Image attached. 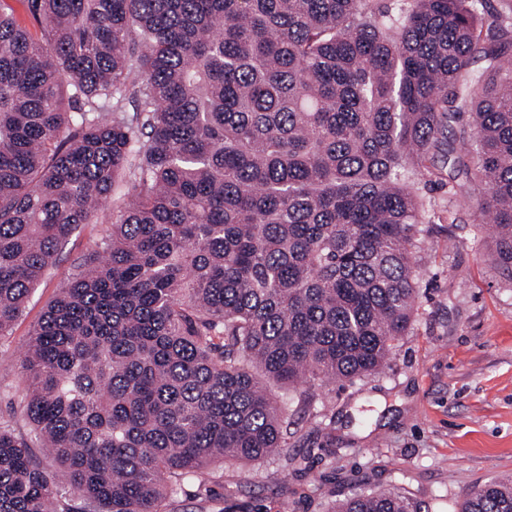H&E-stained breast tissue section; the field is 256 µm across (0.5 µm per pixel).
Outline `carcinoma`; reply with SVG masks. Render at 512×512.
Returning a JSON list of instances; mask_svg holds the SVG:
<instances>
[{"mask_svg": "<svg viewBox=\"0 0 512 512\" xmlns=\"http://www.w3.org/2000/svg\"><path fill=\"white\" fill-rule=\"evenodd\" d=\"M485 0L0 3V337L112 209L33 329L0 512H164L287 447L280 391L381 371L419 293V184L482 191L512 269V12ZM334 512H420L395 485ZM460 512H512V478Z\"/></svg>", "mask_w": 512, "mask_h": 512, "instance_id": "carcinoma-1", "label": "carcinoma"}]
</instances>
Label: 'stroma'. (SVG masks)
I'll list each match as a JSON object with an SVG mask.
<instances>
[{
  "mask_svg": "<svg viewBox=\"0 0 512 512\" xmlns=\"http://www.w3.org/2000/svg\"><path fill=\"white\" fill-rule=\"evenodd\" d=\"M420 194L417 314L389 365L293 404L285 454L227 468L235 496L222 480L187 479L165 512H330L355 490L394 483L422 512H457L469 490L512 474V272L492 258L478 194L449 193L444 169ZM107 231L80 228L0 337V421L22 395L33 326Z\"/></svg>",
  "mask_w": 512,
  "mask_h": 512,
  "instance_id": "stroma-1",
  "label": "stroma"
}]
</instances>
